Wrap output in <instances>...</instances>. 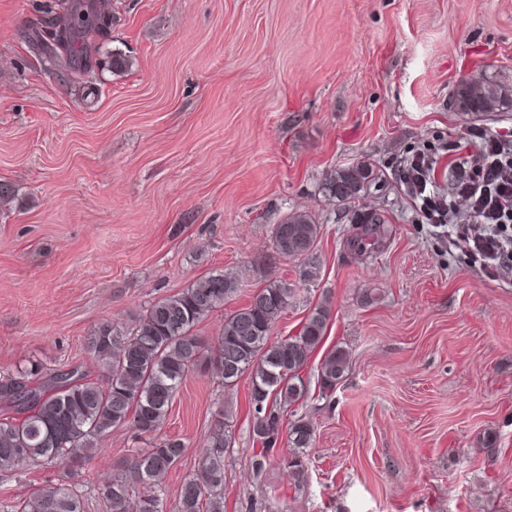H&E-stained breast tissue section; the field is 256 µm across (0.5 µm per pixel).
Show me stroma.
Returning <instances> with one entry per match:
<instances>
[{
    "label": "stroma",
    "mask_w": 512,
    "mask_h": 512,
    "mask_svg": "<svg viewBox=\"0 0 512 512\" xmlns=\"http://www.w3.org/2000/svg\"><path fill=\"white\" fill-rule=\"evenodd\" d=\"M55 0H0V375L38 364L100 371L94 326H129L152 303L221 269L240 280L196 327L214 341L254 290H296L274 339L328 303L322 343L289 419L314 426L309 480L288 479V445L255 472L249 378L224 388L198 368L162 436L182 439L164 478L174 500L231 425L224 512H512V275L468 266L447 228L399 183L416 152L437 161L431 196H449L453 147L512 131V112L454 111L461 79L512 84V0H112L109 48L129 68L78 80L29 43ZM367 163L383 189L342 204L324 174ZM384 235L352 250V211ZM308 212L320 226L317 280L279 255L271 227ZM346 378L318 374L335 347ZM151 438L132 424L97 440L78 469L87 492L127 475ZM66 480L65 468L0 472V505ZM349 369V353L342 347H336L322 362L320 367V389L325 394L332 393L345 379Z\"/></svg>",
    "instance_id": "obj_1"
}]
</instances>
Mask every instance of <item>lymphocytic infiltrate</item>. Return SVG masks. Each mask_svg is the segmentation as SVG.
Segmentation results:
<instances>
[{"label":"lymphocytic infiltrate","instance_id":"obj_1","mask_svg":"<svg viewBox=\"0 0 512 512\" xmlns=\"http://www.w3.org/2000/svg\"><path fill=\"white\" fill-rule=\"evenodd\" d=\"M455 203L432 199L429 218L454 227L467 257L491 275L512 272V132L486 136L455 165Z\"/></svg>","mask_w":512,"mask_h":512}]
</instances>
